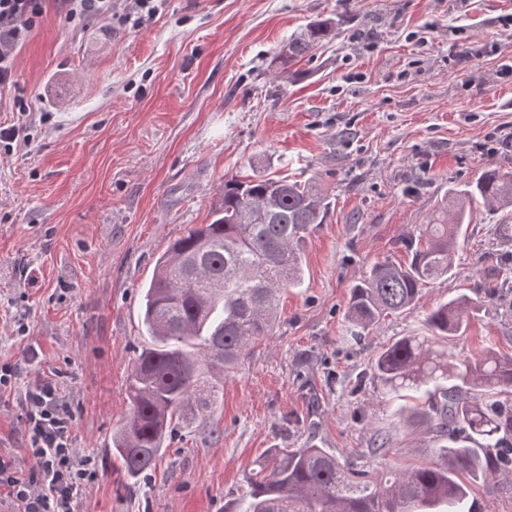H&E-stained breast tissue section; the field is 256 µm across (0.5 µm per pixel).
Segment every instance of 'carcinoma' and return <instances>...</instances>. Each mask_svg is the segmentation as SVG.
I'll list each match as a JSON object with an SVG mask.
<instances>
[{
	"mask_svg": "<svg viewBox=\"0 0 512 512\" xmlns=\"http://www.w3.org/2000/svg\"><path fill=\"white\" fill-rule=\"evenodd\" d=\"M332 32L317 21L282 46L287 64L307 56ZM496 214L512 208V171L486 167L465 190L450 193L419 236L404 242L408 260L373 264L350 290L345 322L355 342L385 317L411 308L421 286L452 275L473 207ZM328 197L286 177L224 182L212 221L174 240L145 288L143 346L129 377L131 412L112 436V454L136 481L163 454L176 423L208 412L220 383L259 339L278 327L279 295L303 280L302 256L315 224L325 222ZM512 266L493 267L483 293L495 301ZM479 302L460 295L426 317V336H402L374 362L372 379L386 392L426 394L423 408H401V424L423 422L439 442L428 466L379 470L390 452L376 431L369 447L341 459L309 440L301 448H270L256 462L246 491L224 512H470L461 480L512 472V356L456 357L437 344L459 335Z\"/></svg>",
	"mask_w": 512,
	"mask_h": 512,
	"instance_id": "1",
	"label": "carcinoma"
}]
</instances>
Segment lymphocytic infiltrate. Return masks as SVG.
I'll return each mask as SVG.
<instances>
[{
  "label": "lymphocytic infiltrate",
  "instance_id": "lymphocytic-infiltrate-1",
  "mask_svg": "<svg viewBox=\"0 0 512 512\" xmlns=\"http://www.w3.org/2000/svg\"><path fill=\"white\" fill-rule=\"evenodd\" d=\"M69 21L114 20L133 29L156 17L165 0H60ZM44 0H0V91L8 89L16 68L17 49L44 12ZM26 451L33 465L19 477L0 459V486L8 487L19 512H74L75 501L95 478V459L77 456L73 415L58 385L40 377L26 387Z\"/></svg>",
  "mask_w": 512,
  "mask_h": 512
}]
</instances>
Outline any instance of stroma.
Segmentation results:
<instances>
[{
    "label": "stroma",
    "instance_id": "obj_1",
    "mask_svg": "<svg viewBox=\"0 0 512 512\" xmlns=\"http://www.w3.org/2000/svg\"><path fill=\"white\" fill-rule=\"evenodd\" d=\"M332 35L281 64L316 20ZM512 0H166L149 25L77 26L57 0L17 51L0 124V457L28 471L20 394L59 376L78 454L97 473L76 512H224L266 449L306 440L337 455L386 432V465L434 460L432 434L397 423L401 402L368 372L433 308L476 296L512 253L502 215L473 209L454 274L354 342L352 286L384 258L403 262L448 189L489 163L512 170ZM26 103L18 116L14 99ZM285 175L331 205L284 291L275 336L225 371L211 413L177 425L156 470L130 482L112 455L144 328L142 289L170 243L212 220L225 181ZM512 355V320L486 305L449 342ZM474 512H512V475L470 485Z\"/></svg>",
    "mask_w": 512,
    "mask_h": 512
}]
</instances>
